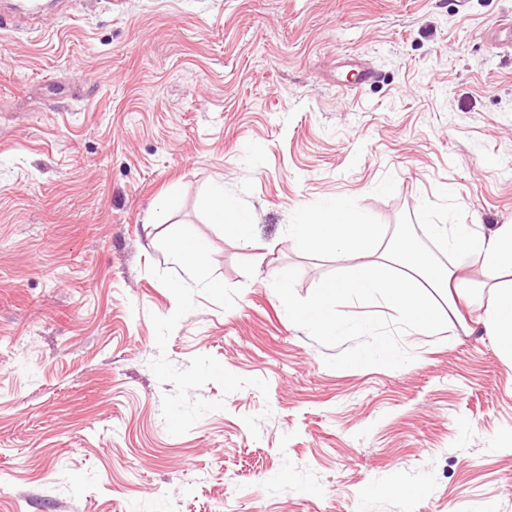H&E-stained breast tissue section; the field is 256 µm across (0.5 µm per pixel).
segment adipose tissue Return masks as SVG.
Returning <instances> with one entry per match:
<instances>
[{
  "label": "adipose tissue",
  "instance_id": "ef3b65f1",
  "mask_svg": "<svg viewBox=\"0 0 512 512\" xmlns=\"http://www.w3.org/2000/svg\"><path fill=\"white\" fill-rule=\"evenodd\" d=\"M208 208L212 223L237 229L244 247L251 248L255 240L249 232L250 217L240 211L226 195L223 183H214L208 192ZM445 248L471 257L496 269L512 268V224H502L489 233L475 232L470 225H433ZM387 228L374 224L353 206L333 200L302 210L295 224L288 227V238L301 250L318 248L337 260L346 262L342 279L322 289L311 307L297 311L295 320L315 332L332 335L340 328L330 311L331 299L356 296L378 298L395 309L415 329L429 323L430 309L425 291L429 288L451 293L452 289L470 286L474 298H481L485 283H464L457 267H438L419 248L407 245L400 258L374 260L372 250L384 242ZM174 263L181 269L180 278L171 281L174 290H182L185 278L200 274L206 265L207 242L193 235H184L170 246ZM476 324L485 335L496 338L502 347L512 352V286L496 288Z\"/></svg>",
  "mask_w": 512,
  "mask_h": 512
}]
</instances>
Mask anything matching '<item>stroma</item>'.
<instances>
[{"mask_svg":"<svg viewBox=\"0 0 512 512\" xmlns=\"http://www.w3.org/2000/svg\"><path fill=\"white\" fill-rule=\"evenodd\" d=\"M0 28V512H512V356L288 240L512 224V0H57ZM377 72L345 91L352 64ZM223 181L257 248L210 223ZM163 217L153 236L144 224ZM209 243L181 292L167 244ZM218 281L220 289L209 288ZM369 322L370 333L357 329ZM397 349L369 353L374 334ZM403 485L384 491L386 482ZM386 235V225L372 224L346 203L329 200L302 210L296 224L288 226L292 244L299 250L320 248L336 257V261L350 265L342 279L321 290L313 306L297 311L293 318L315 332L335 335L342 326L330 311L331 299L379 297L420 331L428 325L430 317L423 288L441 290L448 296V306H454L451 283L458 290L466 282L457 276L461 267H437L430 256L411 245L403 247L405 255L401 258L373 260V248L382 244ZM391 265L403 270L395 272Z\"/></svg>","mask_w":512,"mask_h":512,"instance_id":"obj_1","label":"stroma"}]
</instances>
